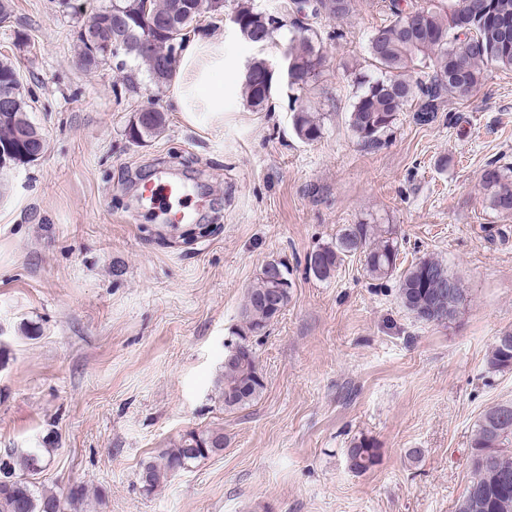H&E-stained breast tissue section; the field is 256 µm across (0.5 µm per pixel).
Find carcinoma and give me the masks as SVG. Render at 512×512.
<instances>
[{"mask_svg":"<svg viewBox=\"0 0 512 512\" xmlns=\"http://www.w3.org/2000/svg\"><path fill=\"white\" fill-rule=\"evenodd\" d=\"M122 15L129 20L150 9L158 21L168 19L172 0H117ZM307 9L311 17L325 15L338 19L349 15L354 0H291L290 10ZM388 23L372 30L367 41V53L376 75H359L357 92L348 113V125L358 143L374 148L397 124L401 113H412L420 125L435 121L437 112L447 98L464 99L483 83L492 69H512V0H455L449 7L434 4L413 7L409 0H389ZM112 6L93 14L88 23L102 30V41L84 39L83 29L75 32L78 53L93 70L122 54L144 66L157 85L171 81L176 58L171 55L170 42L179 41L183 30L193 20L180 22L170 35L154 40L152 49L144 40L153 36L140 25L112 47L108 34L112 30ZM234 13L240 18V35L256 46L271 42L277 28L275 21L256 10L252 0H237ZM292 25L298 36L288 42L283 63L278 69L263 58L254 57L248 64L258 74L267 75L266 82L253 83L242 78V91L247 104L263 108L276 93L286 86L295 93L291 97L292 126L303 142L313 143L323 135L320 121L298 104L300 94L308 89L324 65L323 55L316 48V33L311 26ZM165 114L155 108L138 128L128 129L129 141L145 144L164 133ZM40 129L28 116L25 97H19L11 112L0 111V145L10 146L12 162L28 163L34 149L30 136ZM480 185L486 206L503 218H512V166L487 164L480 175ZM398 240L393 230L377 224H348L336 235L335 242L313 251L309 270L325 280L342 265L346 258L363 257L366 272L374 279L391 275L397 268ZM280 280L276 281L261 269L247 289L241 311L242 323L233 332L234 341L224 352L222 394L224 410L243 409L264 390L263 374L258 366L252 338L262 335L279 317L291 299L293 282L288 266L277 261ZM453 290L454 314H459L466 301L459 280L435 258H422L403 270L399 295L403 306L414 317L428 324L448 323L443 306L448 290ZM488 369H512V331L495 338L486 359ZM507 449L485 455L484 448ZM473 476L458 503L457 512H512V402L497 404L479 419L471 441ZM224 450V432L219 429H190L177 442L163 450L158 459L142 464L141 488L151 493L165 485L180 471ZM50 449L9 448L7 462L0 461V512H63L64 503L76 504L85 497L82 485L71 486L61 498L47 492L32 480L36 467L44 464ZM350 468L356 473L371 470L379 463L380 449L368 439H359L347 449Z\"/></svg>","mask_w":512,"mask_h":512,"instance_id":"obj_1","label":"carcinoma"}]
</instances>
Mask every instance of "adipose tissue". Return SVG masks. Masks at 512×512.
I'll return each mask as SVG.
<instances>
[{"label":"adipose tissue","instance_id":"1","mask_svg":"<svg viewBox=\"0 0 512 512\" xmlns=\"http://www.w3.org/2000/svg\"><path fill=\"white\" fill-rule=\"evenodd\" d=\"M181 67L175 78V104L186 118L195 113L224 112V44L196 37L182 50Z\"/></svg>","mask_w":512,"mask_h":512}]
</instances>
